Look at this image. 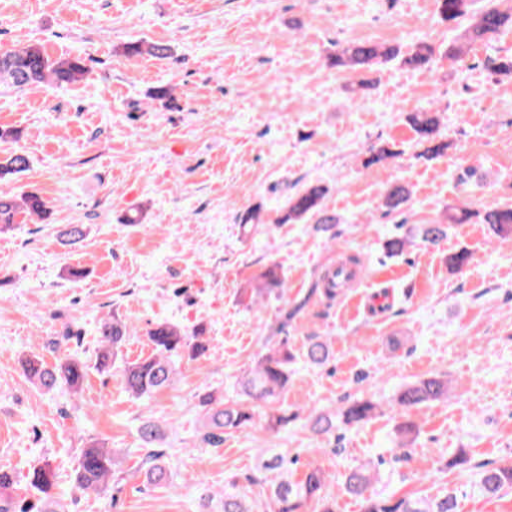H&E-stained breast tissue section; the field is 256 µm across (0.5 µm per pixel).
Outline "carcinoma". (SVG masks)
<instances>
[{
    "instance_id": "1",
    "label": "carcinoma",
    "mask_w": 512,
    "mask_h": 512,
    "mask_svg": "<svg viewBox=\"0 0 512 512\" xmlns=\"http://www.w3.org/2000/svg\"><path fill=\"white\" fill-rule=\"evenodd\" d=\"M473 0H438V13L442 21L457 25L458 34L448 48V58L457 57L470 47L502 28L512 25V0H487L485 7L475 12ZM130 55L144 52L156 57L168 54V48L161 44L146 45L142 42L126 46ZM434 57V48L425 41L414 44L411 52L401 53L395 46L374 42H350L329 58V65L362 72L380 64L396 62L414 70H429ZM88 69L79 58L53 59L42 46L27 44L0 55V86L24 88L45 83L58 85L71 84L81 80ZM410 126L423 146L420 155L434 158L448 149V142L439 139V117L432 109H421L407 115ZM29 166L28 158L12 153L0 159V180L9 175L24 172ZM326 188L310 186L288 200L280 222L296 224L303 220L313 222L315 232L336 238V217L323 207ZM410 198L407 186L399 183L390 185L384 193L385 207L398 210ZM51 208L46 200L36 192L20 196L0 193V231L21 223V219L37 218L48 220ZM469 213L448 214L446 224H421L417 236L425 247L436 248L448 236V225L462 224ZM482 221L491 226L493 232L502 237L512 236V208H491L484 212ZM284 275L277 264H272L260 276V286L251 289L255 296L272 293L279 297L286 294ZM99 348L94 365L103 371L112 368V359L118 355L127 339L128 327L118 318L103 320L97 328ZM153 345V353L147 358L124 364L122 378L125 389L132 395L148 397L162 388L171 386L178 374V362L203 356L209 350L208 340L202 328L192 332L183 331L168 323H158L147 332ZM330 357L329 346L318 339L309 343L306 352L307 362L312 366L324 365ZM293 356L286 343L268 339L266 350L256 360L250 372L241 383V398L224 400L208 394L202 397L200 406L204 412L201 432L202 442L217 446L224 442V434L245 427L253 418L249 404L261 401L273 404L279 393L288 383V365ZM26 376L38 387L50 392L65 386L77 393L82 389L88 366L82 360L66 355L52 367L45 365L33 356L23 361ZM448 395V380L431 376L404 385L397 393L396 405L403 408L419 407L439 401ZM377 405L370 400H354L342 414L345 426L360 422L369 417ZM309 427L315 435H336V415L316 414L309 419ZM400 441L390 449L391 460L407 463L411 459L408 437L415 433V427L406 423L398 428ZM142 448L146 451L141 470L149 484L162 487L167 484L169 475L163 462V454L154 450L158 441V428L152 422L143 423L139 430ZM117 464L112 449L96 443L84 449L76 470L75 482L79 489L103 491L108 487L112 470ZM480 477L475 484L481 494L494 497L502 491L512 489V462L497 465H478ZM259 471L274 472L273 476L252 479V482L266 487L264 512H334L324 495L325 474L318 468L307 470L298 481L288 477V459L276 455L262 464ZM375 468L371 465L351 469L344 476L346 493L362 498L363 512H456L458 495L450 490L434 499H412L408 497H372L366 495L372 483ZM56 487V473L50 463L45 462L33 469L30 490L37 496L32 508L37 512H56L53 490ZM222 512H256L247 496L236 485L224 488Z\"/></svg>"
}]
</instances>
